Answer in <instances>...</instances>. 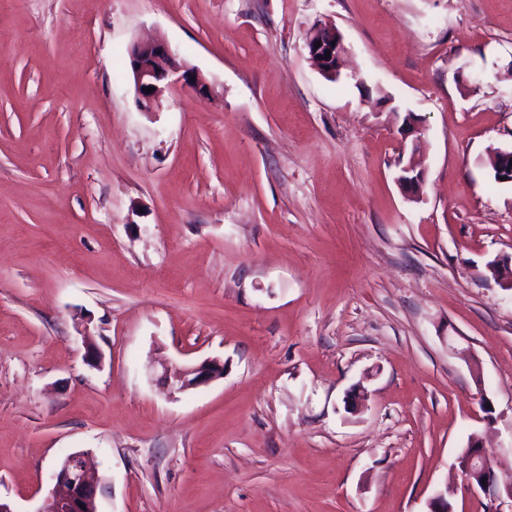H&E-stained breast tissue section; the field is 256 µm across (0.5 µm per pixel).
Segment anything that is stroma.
<instances>
[{
	"instance_id": "1",
	"label": "stroma",
	"mask_w": 512,
	"mask_h": 512,
	"mask_svg": "<svg viewBox=\"0 0 512 512\" xmlns=\"http://www.w3.org/2000/svg\"><path fill=\"white\" fill-rule=\"evenodd\" d=\"M154 38L209 98L140 110ZM511 147L512 0H0V498L36 512L85 450L99 512H428L442 487L485 512L458 457L480 435L512 482V185L486 165ZM315 31L313 36H311L306 42L308 54L322 75L335 80L340 74L342 57L346 51L343 38L332 25L321 26ZM324 31L332 37L319 39ZM314 38L317 39L313 40ZM316 42L321 43L319 48H315ZM332 42H335V45H332ZM326 51H330V58H326ZM415 143H412L411 157L407 164L401 167L397 182L407 198L416 199L419 197L421 187L425 180V170L413 159ZM224 363L219 359H207L199 364L186 366L175 371L165 369L164 381L173 392H185L222 378Z\"/></svg>"
}]
</instances>
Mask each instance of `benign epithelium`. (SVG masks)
<instances>
[{
    "label": "benign epithelium",
    "instance_id": "obj_1",
    "mask_svg": "<svg viewBox=\"0 0 512 512\" xmlns=\"http://www.w3.org/2000/svg\"><path fill=\"white\" fill-rule=\"evenodd\" d=\"M320 47H315V42ZM311 60L322 75L333 79L340 74L342 57L346 48L342 36L331 25H324L306 42ZM130 68L139 106L150 112L157 105L166 89L181 85L196 95L206 98L210 87L192 68L176 64V57L163 40L150 44H134L130 48ZM152 87L147 93L143 88ZM496 163V181L507 178L512 184V149H497L492 153ZM425 180V170L414 160L401 167L397 182L406 197H419ZM224 376V363L219 359H207L199 364L175 371L165 370L164 381L173 392H185L208 384ZM464 477L465 488L481 494L488 500L490 512H504L505 501L512 502V484L501 488L495 481L493 468L485 455L480 440L471 444V449L458 458ZM53 479L55 485L35 512H97L101 477L88 462L82 451L67 454L58 465Z\"/></svg>",
    "mask_w": 512,
    "mask_h": 512
}]
</instances>
